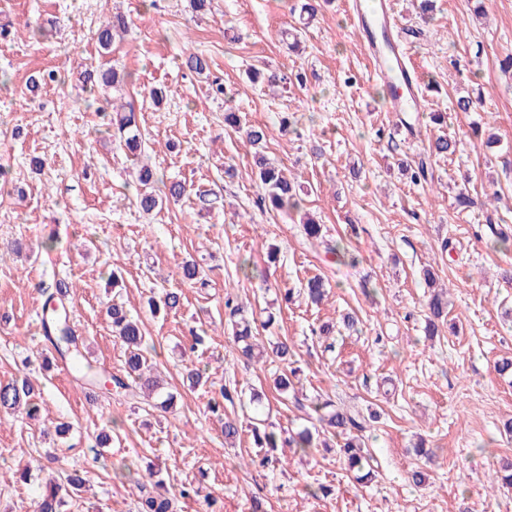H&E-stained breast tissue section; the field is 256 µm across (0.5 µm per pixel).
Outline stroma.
Masks as SVG:
<instances>
[{"label": "stroma", "instance_id": "obj_1", "mask_svg": "<svg viewBox=\"0 0 512 512\" xmlns=\"http://www.w3.org/2000/svg\"><path fill=\"white\" fill-rule=\"evenodd\" d=\"M301 3L212 0L196 13L189 0H0V25L10 29L0 39V166L12 178L0 195V384L25 375L41 383L39 419L0 413V512H33L41 484L23 473L39 465L81 469L85 485L66 512H136L133 479L154 469L168 485L199 486L201 498L177 512H203L207 494L222 512H512V488L490 485L512 462V436L501 432L512 418V373L495 369L512 358V280L502 277L512 250L481 234L491 215L512 237V68L505 65L512 0H433L426 22L417 0H395L402 40L425 84L426 113L411 140L394 130L344 0H323L307 22ZM115 12L127 17L128 31L104 53L92 33ZM294 29L300 47L292 52L282 33ZM188 50L207 56L209 71L181 67ZM251 66L278 67L297 80L273 92L247 80ZM109 67L128 76L113 98L135 109L142 140L135 156L120 148L96 106L76 101L84 72ZM51 69L58 81L30 90L31 78ZM216 79L230 99L214 94ZM156 89L158 104L150 97ZM461 96L475 100V111H456ZM229 108L242 125L269 127L265 155L299 185L300 212L259 207L251 149L224 124ZM437 113L442 121H434ZM289 115L293 125L280 132ZM444 135L458 139V152L430 159L427 181L412 182L402 164L418 162ZM34 157L44 162L41 172L29 168ZM145 163L193 193L214 192L219 203L202 214L192 194L143 213L134 174ZM465 184L501 199L490 211L457 206ZM307 217L322 224V241L306 239ZM339 242L345 253H326ZM190 258L208 288L183 281ZM244 258L248 278L238 270ZM428 271L449 301L448 322L431 339ZM314 275L330 283L322 305L284 302L285 291L298 293ZM56 278L73 282V324L112 373L124 356L106 308L120 293L156 347L176 408L163 413L92 393L63 363L46 364L42 290ZM167 291L181 292V307L151 313L149 298ZM229 292L258 319L273 317L268 334L292 346L300 395L328 393L382 411L370 442L371 480L357 481L332 448L307 456L278 449L286 464L273 469L246 465L250 432L225 444L207 410L223 385L263 391L279 430L307 424L306 410L274 388L279 363L239 359L224 315ZM348 312L359 319L357 331L341 325ZM324 325L330 336L319 335ZM196 333L205 343L191 354ZM330 342L335 351H327ZM189 367L205 370L206 383L184 384ZM58 421L72 423L70 435H56ZM102 432L111 442L94 448ZM422 439L431 461L414 452ZM418 465L426 481L417 487L407 473Z\"/></svg>", "mask_w": 512, "mask_h": 512}]
</instances>
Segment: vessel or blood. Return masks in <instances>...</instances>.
<instances>
[{
    "label": "vessel or blood",
    "instance_id": "vessel-or-blood-1",
    "mask_svg": "<svg viewBox=\"0 0 512 512\" xmlns=\"http://www.w3.org/2000/svg\"><path fill=\"white\" fill-rule=\"evenodd\" d=\"M346 13L376 77L390 90L397 128L416 136L425 98L417 70L398 35L392 0H346Z\"/></svg>",
    "mask_w": 512,
    "mask_h": 512
}]
</instances>
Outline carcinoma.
<instances>
[{
	"instance_id": "obj_1",
	"label": "carcinoma",
	"mask_w": 512,
	"mask_h": 512,
	"mask_svg": "<svg viewBox=\"0 0 512 512\" xmlns=\"http://www.w3.org/2000/svg\"><path fill=\"white\" fill-rule=\"evenodd\" d=\"M126 30V19L119 14L112 15V20L97 27L95 36L100 48L111 47L112 40L118 33ZM183 67L196 74H203L210 68L209 60L203 54H184ZM251 82L262 81L264 83L287 84V74L266 69H252L247 74ZM123 79L117 69L112 68L99 74L97 84L105 87H115ZM95 84V85H97ZM95 85L83 87V92L90 93L95 90ZM108 125L114 127L120 134L124 147L131 153L141 149V139L136 125L135 112L127 111L123 107L112 106L109 114ZM269 137L268 127L251 125L246 132V143L254 149V161L257 175L264 190L263 199L270 202L277 210L289 213L297 211L301 206V198L298 197L296 185L289 180L281 169L268 161L264 154L266 141ZM457 141L451 136H440L429 146L430 155L449 156L455 153ZM137 180L147 186L151 183L156 189L151 192H140L136 196V205L149 214L158 208L163 201L177 202L186 193V187L179 181L166 182L155 177V173L147 166H141L136 172ZM182 278L191 285H207L204 271L191 259L183 262L181 267ZM326 282L315 275L307 279L302 288V295L308 302L318 305L326 294ZM67 297L54 290L48 293L44 302V314L42 318L43 337L51 345L57 356L71 366L72 372L79 380L101 383L103 377H108L117 392H125L133 397H141L146 404L160 410H168L174 405V394L167 391L163 382L157 376L152 375L154 347L149 345L143 328L138 319L134 318L125 308L123 303L116 300L107 306V314L112 320L113 337L125 348V358L121 374H105L93 364L86 353L83 339L69 325ZM181 304V293L171 291L165 293L160 302H151L153 312L160 310L176 311ZM225 313L232 324L233 340L241 352L242 358L248 362H261L269 357L273 360L286 363L293 356L292 347L286 341H278L271 346H266L262 337L256 335L253 330L255 320L244 315L243 306L235 302L233 298L226 297L224 301ZM428 326L427 331L434 333L437 330L436 321L447 316V304L440 295H433L428 302ZM35 391L33 382L28 377L0 386V411L7 413L25 412L29 419L35 417L38 406L32 403ZM234 402V396L226 387L219 389L218 395L209 401V410L216 415L222 423L224 439L232 441L239 435V426L236 420L224 416V402ZM254 404V416L252 417V432L256 447L259 451L249 456V464L267 467L273 462L272 452L279 447L295 448L303 453L318 447L314 435H331L341 439L336 448V456L342 460L350 471H362L371 466L373 456L365 446V439L374 429V423L378 422L379 415L371 411L367 415L352 412L344 408L329 396L317 395L310 400L308 408L316 415L321 430L315 432L305 429L295 434L285 436L274 430V426L267 422L268 413L265 411L261 399L250 398ZM44 483L50 489V494L42 496L35 501L34 512H63L66 500L60 496L64 487L76 489L82 486L83 478L74 471L67 475L65 481H56L50 474L44 478ZM138 490V512H177V504L180 500L198 495V490L191 486H183L177 490L167 486L162 478L136 481Z\"/></svg>"
}]
</instances>
